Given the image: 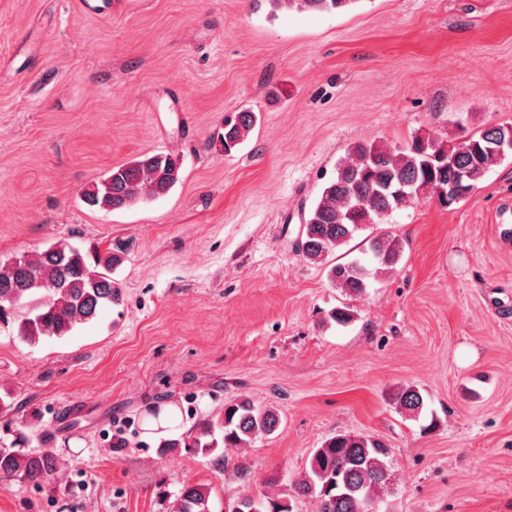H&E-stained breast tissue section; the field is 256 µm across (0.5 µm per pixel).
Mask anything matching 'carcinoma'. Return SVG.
<instances>
[{"label":"carcinoma","instance_id":"carcinoma-1","mask_svg":"<svg viewBox=\"0 0 512 512\" xmlns=\"http://www.w3.org/2000/svg\"><path fill=\"white\" fill-rule=\"evenodd\" d=\"M274 8L300 11H339L352 0H267ZM254 125L250 112L238 113L235 122L224 126L225 152H232ZM507 138L512 124L483 129L455 145L415 139L406 148L392 149L376 144H358L337 166V175L302 228L300 249L306 259L321 262L348 242L364 224H373L389 213L410 205L407 194L420 186L433 189L448 180V168L455 167L463 178L457 194L476 188L486 173L504 159L491 149L492 133ZM181 163L171 155L144 154L114 166L106 178L86 192V200L107 210L121 209L141 200L166 195L179 181ZM370 252L380 269L388 270L400 260L402 242L394 237L370 241ZM119 258L111 252L97 257V267H88L81 252L59 244L33 258H18L0 266V321L8 319V307L26 295L43 294L37 313L22 319L18 333L31 344L44 337H62L76 325L93 320L99 311L121 300L122 292L112 280V268ZM373 275L357 260L335 264L329 269L332 283L346 293L360 294ZM395 404L418 414L423 397L414 388L395 394ZM280 417L272 408H259L248 399H235L224 408L221 418L202 424L181 439H162L159 447L195 448L207 453L224 443L243 448L259 436L273 434ZM391 448L381 439L367 435L337 434L314 449L309 469L296 480L302 497L318 500V512H368L371 504L385 503L390 480ZM58 469L51 448L23 452L0 448V477H16L40 483ZM211 488L187 485L174 502L173 512H212ZM227 512H292L288 501L267 495L234 500Z\"/></svg>","mask_w":512,"mask_h":512}]
</instances>
